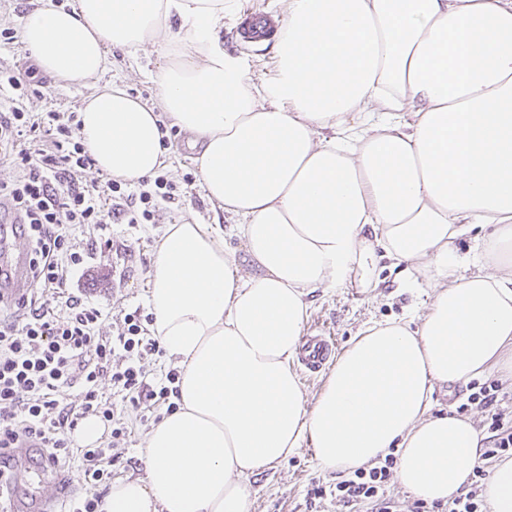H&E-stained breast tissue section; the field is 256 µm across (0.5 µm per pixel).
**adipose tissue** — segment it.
<instances>
[{
    "mask_svg": "<svg viewBox=\"0 0 512 512\" xmlns=\"http://www.w3.org/2000/svg\"><path fill=\"white\" fill-rule=\"evenodd\" d=\"M223 21L224 0L42 2L21 21L40 69L74 83L110 50L162 46L158 107L104 88L79 136L135 183L163 167L170 120L206 198L236 218L186 219L155 243L149 304L177 408L147 437L145 477L113 482L102 508L250 512V477L306 441L325 471L395 451L404 490L448 502L483 435L433 414L435 386L512 378V0H288L262 88L225 55ZM480 224L492 253L471 274L457 242ZM383 259L422 278L430 306L365 328L307 402L293 367L307 295L373 292ZM481 495L512 512V459Z\"/></svg>",
    "mask_w": 512,
    "mask_h": 512,
    "instance_id": "adipose-tissue-1",
    "label": "adipose tissue"
}]
</instances>
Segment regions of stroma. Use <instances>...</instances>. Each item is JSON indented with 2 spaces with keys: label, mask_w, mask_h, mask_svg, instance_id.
I'll return each instance as SVG.
<instances>
[{
  "label": "stroma",
  "mask_w": 512,
  "mask_h": 512,
  "mask_svg": "<svg viewBox=\"0 0 512 512\" xmlns=\"http://www.w3.org/2000/svg\"><path fill=\"white\" fill-rule=\"evenodd\" d=\"M247 10L279 17L283 14V6L280 0L224 2V53L242 60L249 67L254 83L261 86L275 77L277 59L273 43L252 45L237 40L235 30ZM160 61L156 47L151 46L134 59L125 53L113 52L111 63L100 79L86 84L36 73V80L44 82L45 89L42 95L30 98L28 107L34 112L46 109L76 112L96 89L114 84L142 102L155 104L158 96L156 72ZM165 146L168 157L163 173L176 184L175 197L159 202L153 223L112 225V247L90 250L85 264L71 276V284L79 288L82 298L103 310L106 319L102 330L107 334L117 331L113 314L148 306L156 231L178 223L188 214L207 224L227 225L233 221L230 214L204 197L198 183L196 151L187 136L176 127H167ZM379 268L382 283L375 293L364 295L352 289L313 293L305 331L330 333L337 349L341 350L364 324L423 314L431 300L430 289L408 283L388 261H381ZM113 403L130 434L117 450L112 462V476L116 479L145 476L144 452L151 425L142 421L141 409L121 397H114ZM345 477L342 471H322L316 463L312 445L303 443L287 460L260 469L251 476V512H366L363 503L346 505L331 497V490Z\"/></svg>",
  "instance_id": "35a3bbf8"
}]
</instances>
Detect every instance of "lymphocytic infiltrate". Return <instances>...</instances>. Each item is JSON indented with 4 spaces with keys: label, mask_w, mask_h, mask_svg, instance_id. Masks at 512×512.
<instances>
[{
    "label": "lymphocytic infiltrate",
    "mask_w": 512,
    "mask_h": 512,
    "mask_svg": "<svg viewBox=\"0 0 512 512\" xmlns=\"http://www.w3.org/2000/svg\"><path fill=\"white\" fill-rule=\"evenodd\" d=\"M0 88L14 101L0 111V157L12 167L0 180V204L8 209L12 233L29 245L26 292L0 295V512H10L9 462L25 445L42 448L47 464L78 460L85 492L68 498L65 512H100L112 459L107 448L76 444L82 422L100 420L110 430V446L119 447L129 431L114 414L113 396L136 407L159 406L176 394L177 375L152 367L160 352L153 315L119 312L116 334L107 335L100 329L101 310L71 291L70 273L85 253L76 230L151 223L158 201L172 198L176 186L162 175L142 179L133 191L110 177L83 182L94 161L71 136L76 113L25 109L24 99L35 91L26 70L0 68ZM70 389L77 400L66 399ZM470 389L468 405L485 414L483 457L512 456V411L499 408L497 384L474 381ZM394 466L388 455L381 465L355 469L337 483L336 499L393 512L385 491Z\"/></svg>",
    "instance_id": "lymphocytic-infiltrate-1"
}]
</instances>
